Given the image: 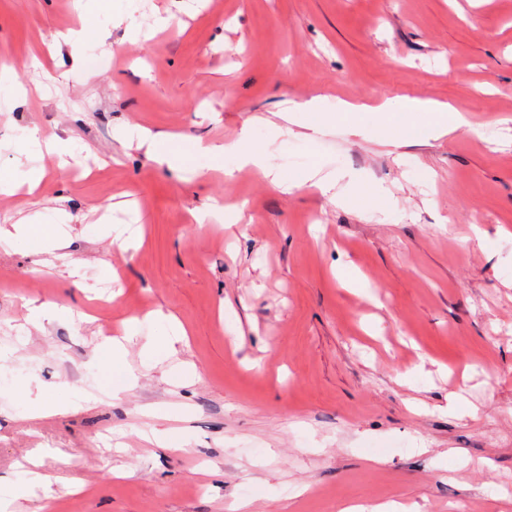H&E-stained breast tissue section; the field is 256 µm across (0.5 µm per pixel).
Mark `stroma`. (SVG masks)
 I'll list each match as a JSON object with an SVG mask.
<instances>
[{
  "label": "stroma",
  "mask_w": 512,
  "mask_h": 512,
  "mask_svg": "<svg viewBox=\"0 0 512 512\" xmlns=\"http://www.w3.org/2000/svg\"><path fill=\"white\" fill-rule=\"evenodd\" d=\"M82 12L0 0V169L27 128L75 155L31 156L40 191L0 195V225L74 217L66 258L0 246V478L40 476L17 512H512V0H112L73 72L50 44ZM158 14L134 41L126 16ZM397 92L468 123L445 134L422 114L394 143L345 112ZM316 95L329 117L312 130L290 107ZM247 120L308 187L190 153ZM126 126L188 150L184 168L117 140ZM211 204L221 219L197 223ZM109 224L142 246L121 253ZM29 299L72 316L33 328ZM156 313L187 331L184 385L141 361ZM133 317L138 381L116 400L97 354ZM45 400L53 415L27 413Z\"/></svg>",
  "instance_id": "obj_1"
}]
</instances>
